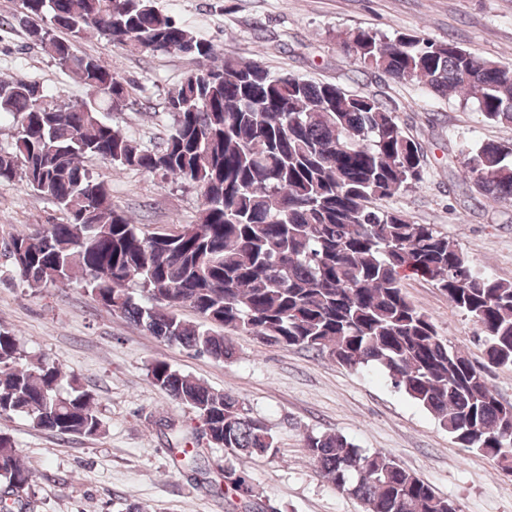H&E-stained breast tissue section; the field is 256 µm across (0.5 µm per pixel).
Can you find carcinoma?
<instances>
[{"label":"carcinoma","instance_id":"carcinoma-1","mask_svg":"<svg viewBox=\"0 0 512 512\" xmlns=\"http://www.w3.org/2000/svg\"><path fill=\"white\" fill-rule=\"evenodd\" d=\"M30 39L94 91L51 104L23 76L0 78V181H20L63 213L57 224L14 235L3 273L32 288H67L77 274L95 301L157 340L229 361L232 338L328 354L357 370L384 369L392 385L431 412L448 434L512 471V413L462 351L403 291L410 272L448 295L483 338L485 355L512 366V282L477 268L432 224L371 205L424 178V148L387 104L332 83L272 74L226 54L158 11L152 0H20ZM103 38L132 54L181 52L200 66L169 92L172 125L140 143L112 123L136 86L79 49ZM363 70L415 80L436 95L457 94L488 121L512 126V69L415 33L387 39L366 29L342 35ZM111 166L193 185L200 222L144 234L84 165ZM459 160L474 191L512 210V143L464 145ZM193 309L200 323L173 312ZM150 381L192 410L199 432L231 449L222 479L243 503L259 495L240 455H266L275 440L232 394L216 391L163 360ZM26 355L0 327V420L25 417L60 435L103 432L97 402L75 375ZM320 473L366 512H449L443 497L387 453H368L339 433H309ZM33 475L0 431V512L29 508Z\"/></svg>","mask_w":512,"mask_h":512}]
</instances>
